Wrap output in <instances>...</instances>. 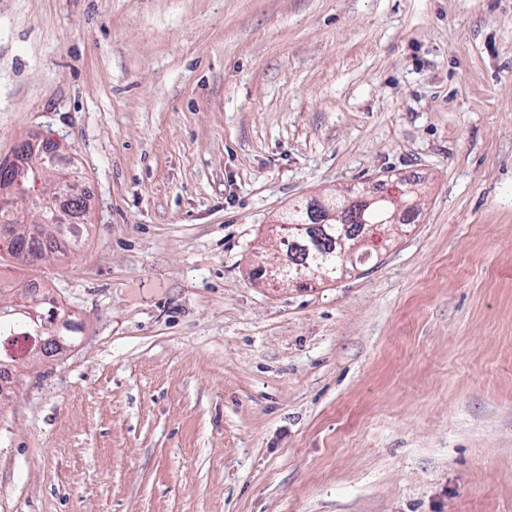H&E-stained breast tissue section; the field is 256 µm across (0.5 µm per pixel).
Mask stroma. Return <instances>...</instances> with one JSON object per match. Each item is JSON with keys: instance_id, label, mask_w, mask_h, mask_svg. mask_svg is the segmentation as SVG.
<instances>
[{"instance_id": "stroma-1", "label": "stroma", "mask_w": 512, "mask_h": 512, "mask_svg": "<svg viewBox=\"0 0 512 512\" xmlns=\"http://www.w3.org/2000/svg\"><path fill=\"white\" fill-rule=\"evenodd\" d=\"M90 200L35 279L0 512H512V0H0V158ZM393 177L413 224L286 286L288 204ZM21 312L35 325L38 326L37 335L34 334V327L19 314L1 315L0 306V360L6 358L4 343L11 336L23 335L28 343V355L37 359L42 352L47 350H58V354L68 351L72 345L68 340V336H40L41 331L51 325V322L59 321V314L54 305V298L46 295L40 298L36 304L29 305L21 310Z\"/></svg>"}]
</instances>
